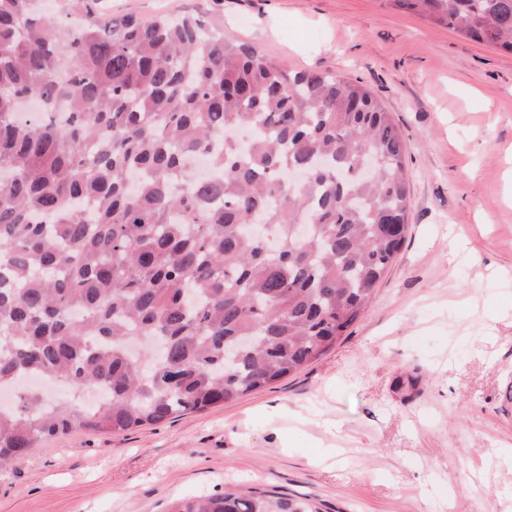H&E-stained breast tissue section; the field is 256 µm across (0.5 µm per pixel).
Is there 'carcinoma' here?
I'll list each match as a JSON object with an SVG mask.
<instances>
[{
	"label": "carcinoma",
	"instance_id": "cac0c4a2",
	"mask_svg": "<svg viewBox=\"0 0 512 512\" xmlns=\"http://www.w3.org/2000/svg\"><path fill=\"white\" fill-rule=\"evenodd\" d=\"M0 0V468L78 431L119 434L236 400L326 355L409 226L405 144L366 85L293 70L192 16L59 18ZM512 54V0H388ZM50 112L31 120L18 105ZM255 133L241 144L227 133ZM213 156L193 177L188 157ZM301 170L299 183L288 171ZM170 512H319L272 492Z\"/></svg>",
	"mask_w": 512,
	"mask_h": 512
}]
</instances>
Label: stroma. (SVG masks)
<instances>
[{
	"label": "stroma",
	"instance_id": "stroma-1",
	"mask_svg": "<svg viewBox=\"0 0 512 512\" xmlns=\"http://www.w3.org/2000/svg\"><path fill=\"white\" fill-rule=\"evenodd\" d=\"M191 13L374 92L406 143L410 229L321 359L203 413L45 441L0 512H168L231 487L322 512H512V55L387 0H89Z\"/></svg>",
	"mask_w": 512,
	"mask_h": 512
}]
</instances>
